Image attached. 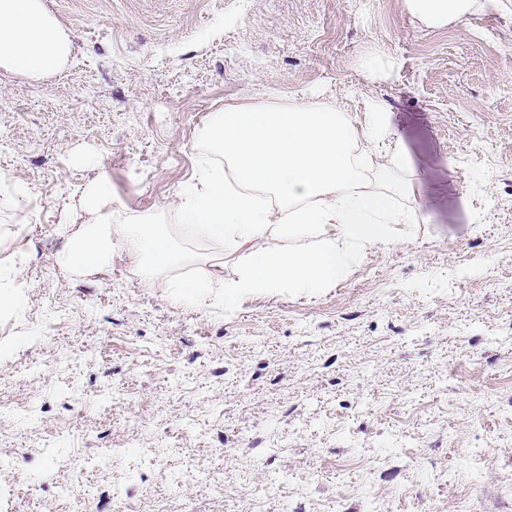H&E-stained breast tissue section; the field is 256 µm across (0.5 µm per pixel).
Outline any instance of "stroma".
I'll return each instance as SVG.
<instances>
[{
	"instance_id": "1",
	"label": "stroma",
	"mask_w": 512,
	"mask_h": 512,
	"mask_svg": "<svg viewBox=\"0 0 512 512\" xmlns=\"http://www.w3.org/2000/svg\"><path fill=\"white\" fill-rule=\"evenodd\" d=\"M54 73L0 69V512H512V6L422 25L404 0H45ZM390 67L370 76V52ZM377 99L422 173L411 223L319 294L239 275L177 214L227 107ZM169 225L76 270L83 190Z\"/></svg>"
}]
</instances>
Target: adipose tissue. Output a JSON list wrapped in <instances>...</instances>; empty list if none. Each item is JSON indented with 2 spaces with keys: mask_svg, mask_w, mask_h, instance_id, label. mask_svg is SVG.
<instances>
[{
  "mask_svg": "<svg viewBox=\"0 0 512 512\" xmlns=\"http://www.w3.org/2000/svg\"><path fill=\"white\" fill-rule=\"evenodd\" d=\"M483 6V0H405L408 12L432 28L469 19ZM68 54L69 41L43 0H0V68L44 74L60 69ZM205 140L225 164L210 167L180 195L181 222L227 252L271 237L288 242L277 251L249 252L233 290L319 293L406 219L392 196L410 190L416 170L406 150L390 146L380 104L370 105L361 129L348 113L307 101L227 109L212 116ZM375 178L386 191L369 190ZM84 198L97 218L73 238L71 266L104 264L116 235L147 271L175 261L168 225L113 208L106 180Z\"/></svg>",
  "mask_w": 512,
  "mask_h": 512,
  "instance_id": "obj_1",
  "label": "adipose tissue"
}]
</instances>
